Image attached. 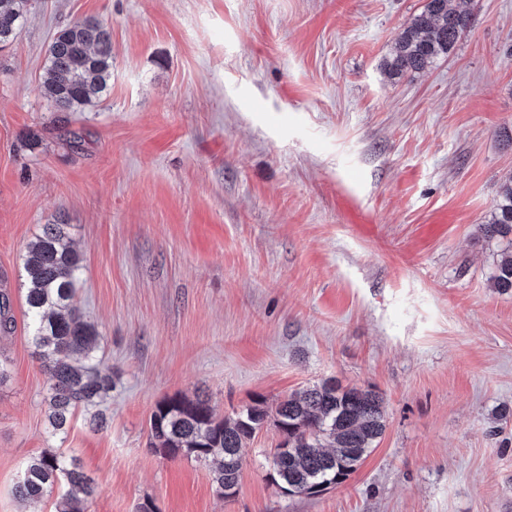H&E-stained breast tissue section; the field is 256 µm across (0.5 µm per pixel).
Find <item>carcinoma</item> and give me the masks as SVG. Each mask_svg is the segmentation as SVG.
Instances as JSON below:
<instances>
[{
  "label": "carcinoma",
  "instance_id": "cac0c4a2",
  "mask_svg": "<svg viewBox=\"0 0 512 512\" xmlns=\"http://www.w3.org/2000/svg\"><path fill=\"white\" fill-rule=\"evenodd\" d=\"M472 0H427L424 9L395 38L384 70L394 78L412 75L448 55L473 19ZM31 0H0V46L12 43L26 20ZM45 97L59 112H81L106 94L112 77V34L94 17L59 30L49 47ZM479 230L507 240L492 277L493 286L512 291V178L503 182L489 223ZM80 253L70 226L45 224L23 262L25 304L32 343L50 375L48 422L54 435L67 433L75 411L95 406L112 392V370L96 358L102 336L81 318L76 282ZM288 449L273 464V479L293 495L311 496L355 471L385 431L380 397L333 381L281 400L275 409L262 401L220 418L209 399L164 398L151 417L150 447L167 459L193 457L216 462L212 482L221 497L239 481L242 449L267 422ZM68 490L57 512H85L93 481L75 461L48 449L24 466L15 486L21 501L41 498L60 481Z\"/></svg>",
  "mask_w": 512,
  "mask_h": 512
}]
</instances>
